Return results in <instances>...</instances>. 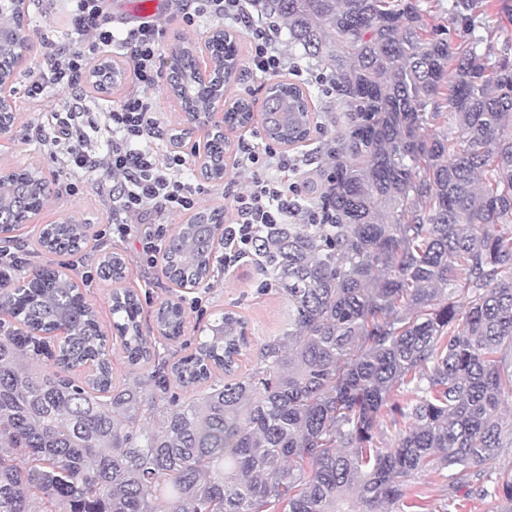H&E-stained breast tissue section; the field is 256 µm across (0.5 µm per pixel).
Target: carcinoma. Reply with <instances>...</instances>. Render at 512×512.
Here are the masks:
<instances>
[{"mask_svg":"<svg viewBox=\"0 0 512 512\" xmlns=\"http://www.w3.org/2000/svg\"><path fill=\"white\" fill-rule=\"evenodd\" d=\"M288 45L336 75L344 109L330 182L317 202L334 224H270L255 243L263 282L288 299V327L236 375L246 320L225 311L196 353L155 370L156 392L118 385L106 335L83 295L56 271L0 285V313L25 332L0 337V512H393L410 480L448 471L452 494L437 507L422 495L412 512H464L456 498L512 445L496 411L512 393V59L477 53L428 26L419 0H266ZM491 0H452L468 30ZM171 92L185 96L191 66L178 50ZM236 53L215 56L219 76ZM293 84L276 82L262 112L270 140L297 132L277 114ZM448 111L442 110V103ZM453 115L456 130L444 123ZM18 177L8 204L33 201ZM89 224H55L39 246L81 251ZM224 229L204 210L170 236L162 268L171 281L211 276L210 242ZM99 274L127 277L122 254L99 258ZM113 327L133 366L158 357L141 330L138 295L119 289ZM184 309L166 304L158 329L177 338ZM68 330L55 370L34 373L41 333ZM93 361L77 384L70 374ZM224 371V376L213 370ZM192 398L157 420L168 378ZM395 442L381 448L384 418ZM479 497L512 512V471Z\"/></svg>","mask_w":512,"mask_h":512,"instance_id":"1","label":"carcinoma"}]
</instances>
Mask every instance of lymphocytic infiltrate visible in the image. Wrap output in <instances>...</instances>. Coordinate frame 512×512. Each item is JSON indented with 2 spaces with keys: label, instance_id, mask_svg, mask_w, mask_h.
Listing matches in <instances>:
<instances>
[{
  "label": "lymphocytic infiltrate",
  "instance_id": "f902f5d3",
  "mask_svg": "<svg viewBox=\"0 0 512 512\" xmlns=\"http://www.w3.org/2000/svg\"><path fill=\"white\" fill-rule=\"evenodd\" d=\"M167 6L169 16L187 29L206 19L245 31L244 77L290 75L324 96L335 92L328 70L288 53L262 0H167ZM65 18V43L43 57L25 88L33 103L50 87L69 91L62 110L43 114L39 142L50 158L61 159L71 193L91 183L105 198L106 231L113 241L137 242L139 264L156 268L170 236V217L199 210L206 192L202 184L183 180L190 157L165 149L166 131L150 102L165 74L164 29L157 18L137 24L116 19L108 0H67ZM112 52L128 61L132 87L110 109L95 112L88 74L101 55ZM235 158L251 188L224 189V210L231 215L224 228L225 273L251 256L264 225L335 223L331 209L305 196L309 186L322 183L325 164L310 166L305 153L278 148L254 130L239 136Z\"/></svg>",
  "mask_w": 512,
  "mask_h": 512
}]
</instances>
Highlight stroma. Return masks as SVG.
Wrapping results in <instances>:
<instances>
[{
	"mask_svg": "<svg viewBox=\"0 0 512 512\" xmlns=\"http://www.w3.org/2000/svg\"><path fill=\"white\" fill-rule=\"evenodd\" d=\"M63 8L62 0H31L29 4L33 29L31 57L27 65L17 68L15 72L14 103L19 118L11 134L0 137V166L37 164L50 181L51 199L45 212L46 221L76 215L98 231L106 226L104 203L89 188L77 195L68 193L67 180L61 175L58 163L44 153L37 139L39 113L61 109L68 97L67 92L49 88L41 102L35 105L29 104L24 95L30 69L37 66L44 54L51 52L53 44L64 40ZM475 34L481 39L479 53L491 57L503 54L512 56V0H495L489 15L477 19ZM17 239L22 246L27 269L64 267L77 277L87 269L96 268L101 253L112 250L121 252L128 267L125 285L138 293L142 303V331L155 341L161 357L171 363L195 353L200 339L205 335L206 326L219 318L221 312L232 310L248 323L250 345L239 363L240 370H247L251 368L260 347L279 337L288 322L287 300L272 289L266 294H257L262 277L255 265L248 261L240 264L229 277L225 276L221 262H214L208 283L200 284L189 293L174 288L160 271H145L137 261L134 244L130 242L116 244L111 238L104 237L98 239L96 245L87 246L79 254L69 256L43 251L37 243L36 231L30 227L18 232ZM111 289L110 282L97 277L92 282L83 283L81 292L94 307L104 331L108 333L107 346L111 352L114 380L130 383L138 378L139 373L131 369L119 339L111 333ZM177 299L181 300L185 309V327L182 336L169 340L160 336L155 315L163 303Z\"/></svg>",
	"mask_w": 512,
	"mask_h": 512,
	"instance_id": "obj_1",
	"label": "stroma"
}]
</instances>
